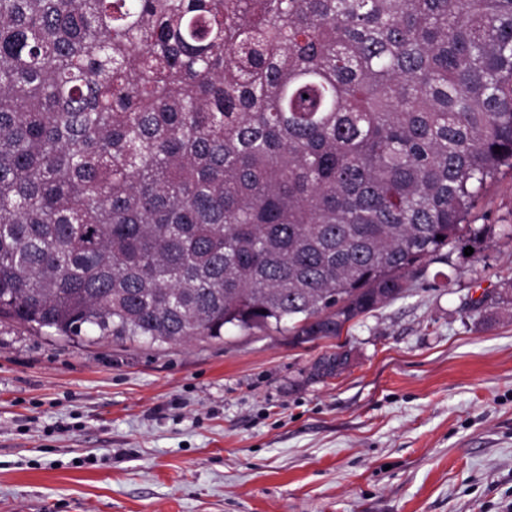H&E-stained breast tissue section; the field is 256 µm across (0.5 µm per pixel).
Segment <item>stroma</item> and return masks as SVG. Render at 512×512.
Returning <instances> with one entry per match:
<instances>
[{
	"label": "stroma",
	"mask_w": 512,
	"mask_h": 512,
	"mask_svg": "<svg viewBox=\"0 0 512 512\" xmlns=\"http://www.w3.org/2000/svg\"><path fill=\"white\" fill-rule=\"evenodd\" d=\"M470 221L472 255L447 247L337 339L0 320V512H512V174Z\"/></svg>",
	"instance_id": "1"
}]
</instances>
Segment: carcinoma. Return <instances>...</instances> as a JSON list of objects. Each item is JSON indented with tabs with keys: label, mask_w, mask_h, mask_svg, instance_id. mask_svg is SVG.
<instances>
[{
	"label": "carcinoma",
	"mask_w": 512,
	"mask_h": 512,
	"mask_svg": "<svg viewBox=\"0 0 512 512\" xmlns=\"http://www.w3.org/2000/svg\"><path fill=\"white\" fill-rule=\"evenodd\" d=\"M512 171V0H0V318L336 338Z\"/></svg>",
	"instance_id": "carcinoma-1"
}]
</instances>
